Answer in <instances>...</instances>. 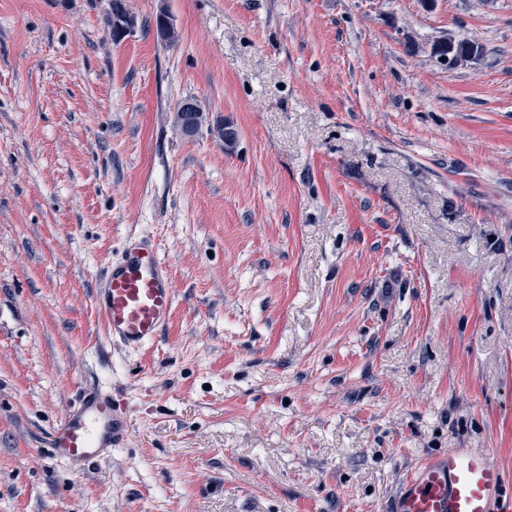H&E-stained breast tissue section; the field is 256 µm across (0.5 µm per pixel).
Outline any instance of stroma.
<instances>
[{
    "label": "stroma",
    "mask_w": 512,
    "mask_h": 512,
    "mask_svg": "<svg viewBox=\"0 0 512 512\" xmlns=\"http://www.w3.org/2000/svg\"><path fill=\"white\" fill-rule=\"evenodd\" d=\"M126 4L0 0V512H393L451 448L512 512V0ZM131 235L175 290L135 350L94 299ZM87 385L130 430L75 466ZM450 45L452 46L448 49V43H439L435 48L436 56H445L452 54L454 56L455 62L454 65L462 61L472 60L476 57H479L482 52L481 45L474 41L470 40H461V41H450Z\"/></svg>",
    "instance_id": "stroma-1"
}]
</instances>
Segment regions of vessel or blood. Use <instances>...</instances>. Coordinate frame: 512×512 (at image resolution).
<instances>
[{
	"label": "vessel or blood",
	"mask_w": 512,
	"mask_h": 512,
	"mask_svg": "<svg viewBox=\"0 0 512 512\" xmlns=\"http://www.w3.org/2000/svg\"><path fill=\"white\" fill-rule=\"evenodd\" d=\"M112 341L137 349L160 336L174 289L155 243L129 238L95 296ZM124 409L109 392L90 388L49 434L56 457L84 465L106 458L127 438ZM504 473L482 450L451 449L421 464L405 481L394 512H496Z\"/></svg>",
	"instance_id": "obj_1"
}]
</instances>
